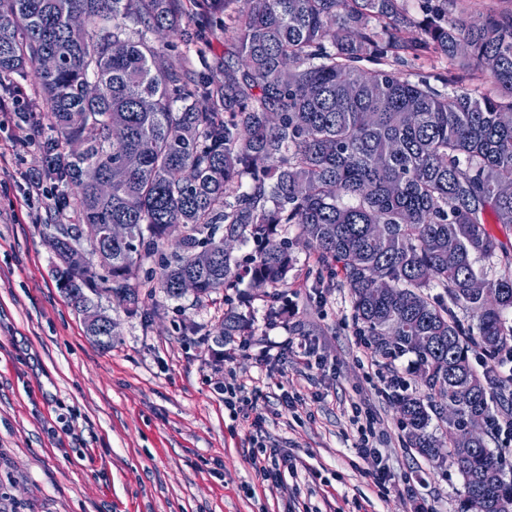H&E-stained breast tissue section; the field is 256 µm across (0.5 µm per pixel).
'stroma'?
Segmentation results:
<instances>
[{"mask_svg": "<svg viewBox=\"0 0 512 512\" xmlns=\"http://www.w3.org/2000/svg\"><path fill=\"white\" fill-rule=\"evenodd\" d=\"M5 95L20 108L0 112V512H455L461 477L408 448L386 393L392 376L421 381L357 336L347 287L316 285L297 225L282 231L297 259L283 315L248 284L233 295L254 332L230 367L262 386L266 439L299 461L283 488L258 479L250 429L216 389L223 292L171 299L133 280L137 313L98 295L116 328L111 347L94 344L46 242L57 189L47 181L37 195L26 182L42 171L49 125L35 72L13 76ZM288 340L320 367L263 363L269 342ZM357 408L378 422L364 459L352 449ZM381 467L393 483L384 495L370 479Z\"/></svg>", "mask_w": 512, "mask_h": 512, "instance_id": "obj_1", "label": "stroma"}]
</instances>
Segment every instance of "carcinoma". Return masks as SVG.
Returning <instances> with one entry per match:
<instances>
[{
  "label": "carcinoma",
  "instance_id": "cac0c4a2",
  "mask_svg": "<svg viewBox=\"0 0 512 512\" xmlns=\"http://www.w3.org/2000/svg\"><path fill=\"white\" fill-rule=\"evenodd\" d=\"M406 2L193 0L189 30L184 0H0V78L35 68L51 117L44 176L78 188L52 197L74 223L48 236L78 314L97 293L95 277L69 264L83 236L133 314L129 280L146 259L157 260V288L170 298L193 276L199 297L246 280L279 301L295 259L278 231L295 224L317 255V284L338 277L349 288L357 334L390 363L412 357L426 392L399 379L392 398L410 446L461 476L457 512H512V478L489 448L493 390L509 385L469 359L473 347L494 356L512 341V250L484 219L512 225V196L498 193L512 184V12L456 22L441 6L417 24ZM225 16L234 50L208 66L222 82L163 64L145 37L166 31L203 59L210 21ZM127 19L140 29L127 33ZM44 54L55 68L39 66ZM409 55L486 71L496 95L448 93L386 68ZM75 143L83 149L63 151ZM112 167L122 172L106 195L93 174ZM106 224L128 225L127 241L108 240ZM176 226L179 251L168 256L162 240ZM227 237L254 245L248 265L224 248ZM202 250L212 256L205 268L194 262ZM478 258L499 265L492 301L472 287L484 280ZM435 287L443 292L433 298ZM96 316L86 335L110 347L107 311ZM221 335L250 336L251 325L229 307ZM435 420L446 424L442 437Z\"/></svg>",
  "mask_w": 512,
  "mask_h": 512
}]
</instances>
